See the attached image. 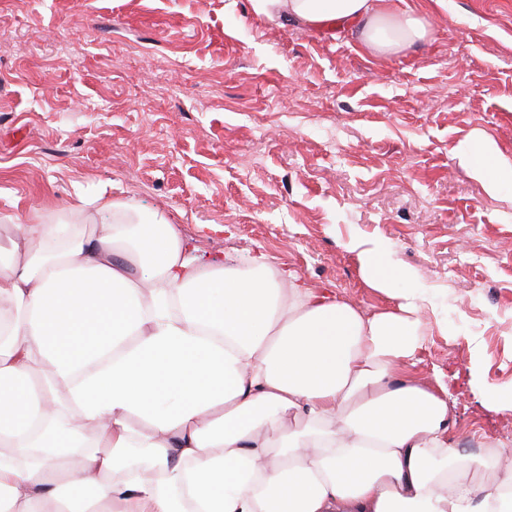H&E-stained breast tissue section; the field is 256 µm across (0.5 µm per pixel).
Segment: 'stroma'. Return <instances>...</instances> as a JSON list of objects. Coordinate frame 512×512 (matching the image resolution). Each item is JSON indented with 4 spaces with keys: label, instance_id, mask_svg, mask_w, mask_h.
Here are the masks:
<instances>
[{
    "label": "stroma",
    "instance_id": "stroma-1",
    "mask_svg": "<svg viewBox=\"0 0 512 512\" xmlns=\"http://www.w3.org/2000/svg\"><path fill=\"white\" fill-rule=\"evenodd\" d=\"M395 54L251 0H0L1 219L83 223L77 193L158 213L199 261L263 249L376 314L351 236L387 240L434 294L420 372L465 455L512 469V202L454 155L512 157V0H447ZM446 330H439L438 320Z\"/></svg>",
    "mask_w": 512,
    "mask_h": 512
}]
</instances>
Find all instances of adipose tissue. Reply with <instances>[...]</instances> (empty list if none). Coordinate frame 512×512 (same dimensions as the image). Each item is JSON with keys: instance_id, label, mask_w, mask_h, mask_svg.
Here are the masks:
<instances>
[{"instance_id": "ef3b65f1", "label": "adipose tissue", "mask_w": 512, "mask_h": 512, "mask_svg": "<svg viewBox=\"0 0 512 512\" xmlns=\"http://www.w3.org/2000/svg\"><path fill=\"white\" fill-rule=\"evenodd\" d=\"M379 52L432 35L388 0H252ZM491 195L512 159L455 149ZM0 240V512H512V471L479 485L448 437V390L418 375L432 294L381 240L350 239L355 304L273 268L196 264L156 214L135 224L10 219Z\"/></svg>"}]
</instances>
